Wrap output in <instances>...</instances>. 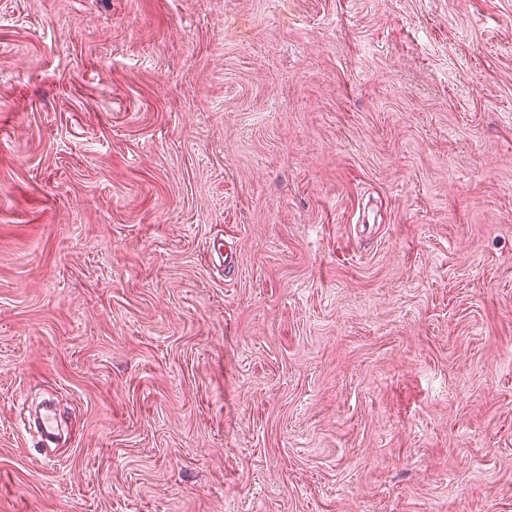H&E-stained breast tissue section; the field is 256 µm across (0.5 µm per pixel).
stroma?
Returning <instances> with one entry per match:
<instances>
[{
    "mask_svg": "<svg viewBox=\"0 0 512 512\" xmlns=\"http://www.w3.org/2000/svg\"><path fill=\"white\" fill-rule=\"evenodd\" d=\"M0 512H512V0H0Z\"/></svg>",
    "mask_w": 512,
    "mask_h": 512,
    "instance_id": "stroma-1",
    "label": "stroma"
}]
</instances>
